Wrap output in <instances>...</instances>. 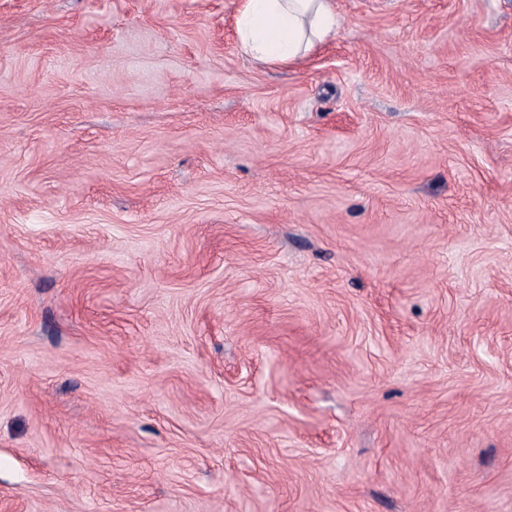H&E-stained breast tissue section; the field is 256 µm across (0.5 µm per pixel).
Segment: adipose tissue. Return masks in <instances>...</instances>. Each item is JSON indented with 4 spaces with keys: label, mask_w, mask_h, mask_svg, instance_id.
Segmentation results:
<instances>
[{
    "label": "adipose tissue",
    "mask_w": 512,
    "mask_h": 512,
    "mask_svg": "<svg viewBox=\"0 0 512 512\" xmlns=\"http://www.w3.org/2000/svg\"><path fill=\"white\" fill-rule=\"evenodd\" d=\"M339 28L335 0H241L236 17L242 53L271 67L301 62Z\"/></svg>",
    "instance_id": "1"
}]
</instances>
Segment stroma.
I'll list each match as a JSON object with an SVG mask.
<instances>
[{"label": "stroma", "instance_id": "1", "mask_svg": "<svg viewBox=\"0 0 512 512\" xmlns=\"http://www.w3.org/2000/svg\"><path fill=\"white\" fill-rule=\"evenodd\" d=\"M0 0V512H512V0ZM340 24L334 0H241L236 17L242 53L271 67L301 62Z\"/></svg>", "mask_w": 512, "mask_h": 512}]
</instances>
